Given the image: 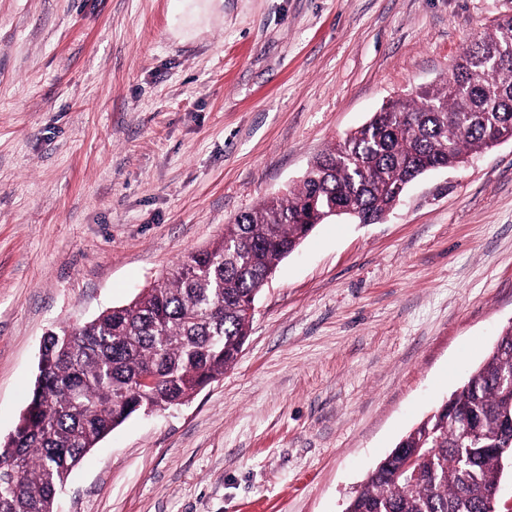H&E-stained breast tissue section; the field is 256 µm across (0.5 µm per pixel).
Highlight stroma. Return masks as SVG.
<instances>
[{"label":"stroma","instance_id":"1","mask_svg":"<svg viewBox=\"0 0 512 512\" xmlns=\"http://www.w3.org/2000/svg\"><path fill=\"white\" fill-rule=\"evenodd\" d=\"M0 0V439L44 336L129 304L445 79L512 0ZM236 363L131 415L58 512H343L512 321V141L414 180L376 224L317 225ZM211 0H188L184 4L186 14L185 28L189 31L198 28L208 18Z\"/></svg>","mask_w":512,"mask_h":512}]
</instances>
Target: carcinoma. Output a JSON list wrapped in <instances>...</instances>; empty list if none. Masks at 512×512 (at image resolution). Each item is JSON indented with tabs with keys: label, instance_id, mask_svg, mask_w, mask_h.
Here are the masks:
<instances>
[{
	"label": "carcinoma",
	"instance_id": "obj_1",
	"mask_svg": "<svg viewBox=\"0 0 512 512\" xmlns=\"http://www.w3.org/2000/svg\"><path fill=\"white\" fill-rule=\"evenodd\" d=\"M500 61L477 68L479 51ZM512 134V17L473 40L439 84L391 102L329 146L301 183L244 212L132 302L43 339L30 400L0 442V512H54L80 459L132 414L180 405L236 362L269 275L333 208L369 223L408 185ZM157 377L141 392L139 377ZM512 324L453 394L473 435L440 404L368 474L345 512H488L512 448Z\"/></svg>",
	"mask_w": 512,
	"mask_h": 512
}]
</instances>
